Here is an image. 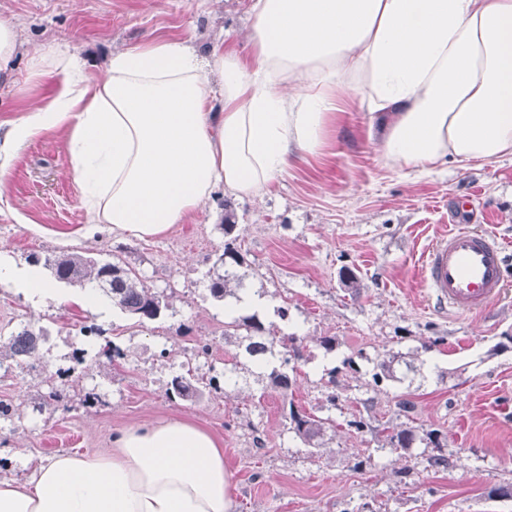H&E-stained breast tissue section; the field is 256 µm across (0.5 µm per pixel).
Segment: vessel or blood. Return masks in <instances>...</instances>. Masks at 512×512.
<instances>
[{
    "label": "vessel or blood",
    "mask_w": 512,
    "mask_h": 512,
    "mask_svg": "<svg viewBox=\"0 0 512 512\" xmlns=\"http://www.w3.org/2000/svg\"><path fill=\"white\" fill-rule=\"evenodd\" d=\"M511 264L496 237L457 224L427 248L421 274L437 303L454 314H473L501 296Z\"/></svg>",
    "instance_id": "obj_1"
}]
</instances>
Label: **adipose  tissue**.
Returning <instances> with one entry per match:
<instances>
[{
	"mask_svg": "<svg viewBox=\"0 0 512 512\" xmlns=\"http://www.w3.org/2000/svg\"><path fill=\"white\" fill-rule=\"evenodd\" d=\"M244 45L184 41L34 56L50 103L0 132V176L30 140L68 130L86 232L152 238L217 189L253 197L324 145L354 101L384 162L411 173L512 156V0H253ZM115 453L39 462L0 482V512H234L224 453L180 419L132 427Z\"/></svg>",
	"mask_w": 512,
	"mask_h": 512,
	"instance_id": "1",
	"label": "adipose tissue"
}]
</instances>
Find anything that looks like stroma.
I'll use <instances>...</instances> for the list:
<instances>
[{"label": "stroma", "instance_id": "1", "mask_svg": "<svg viewBox=\"0 0 512 512\" xmlns=\"http://www.w3.org/2000/svg\"><path fill=\"white\" fill-rule=\"evenodd\" d=\"M251 0H0L19 48L0 81V121L48 102L55 79L34 82L33 56L51 47L100 72L112 52L157 39L207 52L245 42ZM366 117L351 104L331 116L320 153L295 160L259 196H213L161 238L85 235L87 215L72 171L66 128L43 132L0 178V481L30 480L36 463L66 454L111 453L123 429L181 418L203 427L232 471L234 512H512V275L503 294L474 315L439 309L419 268L425 249L452 225L496 234L512 248V158L426 176L381 159ZM234 210L238 272L264 306L267 327L302 341L292 399L332 419L321 448L289 431L284 401L266 375L229 373L236 337L223 302L208 290L224 250L225 209ZM122 262L164 297L158 320L139 323L111 301L87 308L77 288L29 295L26 272L54 254ZM350 268L360 285L344 287ZM287 306V317L278 309ZM42 330L39 359L17 361L6 343ZM95 332L84 335V327ZM335 340L333 350L319 344ZM123 357L111 360L106 345ZM208 354H201V346ZM386 349L415 366L374 383L371 360ZM192 363L210 380L202 398L168 395ZM337 402L327 400L328 382ZM60 400H53V393ZM413 424L437 431L443 449L391 447L384 429L400 399ZM363 428H353V421ZM446 466H431L436 453Z\"/></svg>", "mask_w": 512, "mask_h": 512}]
</instances>
